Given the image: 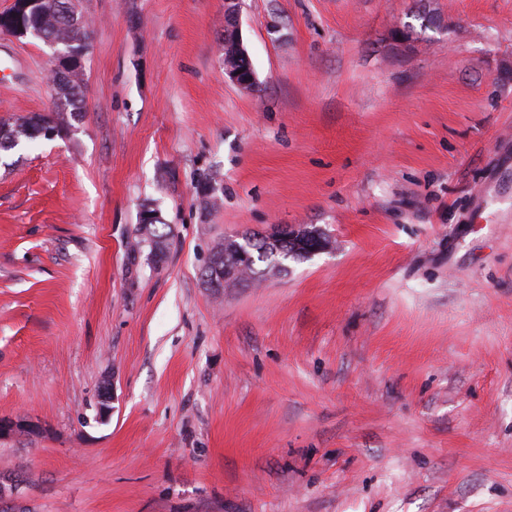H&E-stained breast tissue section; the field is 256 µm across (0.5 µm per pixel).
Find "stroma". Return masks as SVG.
<instances>
[{
    "label": "stroma",
    "instance_id": "1",
    "mask_svg": "<svg viewBox=\"0 0 512 512\" xmlns=\"http://www.w3.org/2000/svg\"><path fill=\"white\" fill-rule=\"evenodd\" d=\"M84 5L82 116L0 152L17 512H512V0H239L253 92L224 0ZM51 61L0 33V120ZM298 224L327 247L206 287ZM224 74L239 88L250 91L255 85V75L248 70L241 60L234 56L224 61ZM249 235V236H247ZM260 236L256 235L255 232L253 233H247L244 236H242L243 243H240L237 241V239L233 238H227L224 239V243H220L217 245L216 250L213 253L212 260L210 262V265L207 267V270L205 271V275L212 276L214 273H217L216 279L219 282L217 287H213L215 283H210L208 281V277H205V282L209 287L213 288H224V283H222L224 280L228 281L229 279H233L235 276H237V270L242 268L239 264L234 266L233 269H225V262H231L234 260L238 249H244L246 252L250 254V256L253 258L251 261L252 268L250 269L251 273L253 275H256L260 271L255 270V259H254V251L258 254V259H266L275 257L272 254L268 255L267 251L271 250L273 254L277 253V249H279L281 245V239L282 235L281 233H278V231L272 232L268 235V238L266 240V245L263 249V244L261 240L259 239ZM264 250L263 252H261ZM217 270H221L220 274L224 273V277L220 276L218 274ZM215 274L213 275V277ZM222 281V282H221Z\"/></svg>",
    "mask_w": 512,
    "mask_h": 512
}]
</instances>
